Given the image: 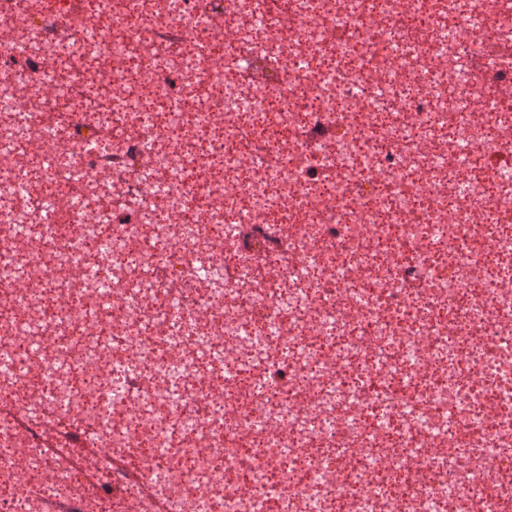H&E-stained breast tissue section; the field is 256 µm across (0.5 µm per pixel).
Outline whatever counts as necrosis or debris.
<instances>
[{
  "instance_id": "necrosis-or-debris-1",
  "label": "necrosis or debris",
  "mask_w": 512,
  "mask_h": 512,
  "mask_svg": "<svg viewBox=\"0 0 512 512\" xmlns=\"http://www.w3.org/2000/svg\"><path fill=\"white\" fill-rule=\"evenodd\" d=\"M493 3L0 0V512H512Z\"/></svg>"
}]
</instances>
